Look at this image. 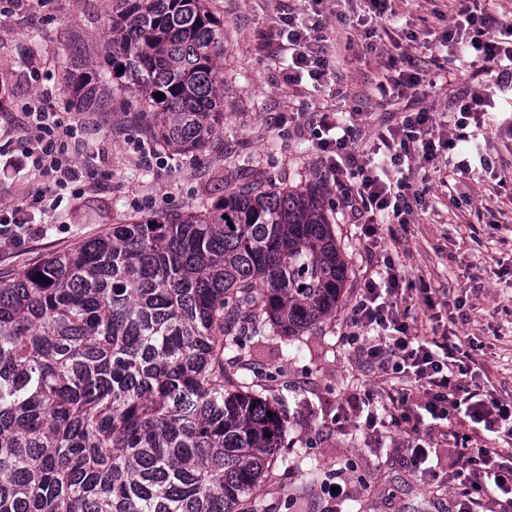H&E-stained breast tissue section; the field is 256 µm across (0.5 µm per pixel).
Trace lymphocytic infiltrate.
<instances>
[{
    "instance_id": "1",
    "label": "lymphocytic infiltrate",
    "mask_w": 512,
    "mask_h": 512,
    "mask_svg": "<svg viewBox=\"0 0 512 512\" xmlns=\"http://www.w3.org/2000/svg\"><path fill=\"white\" fill-rule=\"evenodd\" d=\"M302 2L314 13V21L300 22L293 10L281 14L274 23L275 44L288 57L289 83L299 85L308 80L320 88L335 77L320 34L326 0ZM442 40L473 75L488 79L487 88L479 92L460 88L454 102L459 115L447 139L435 140V116L430 109H407L377 130L369 153L364 154L354 150V130L342 115L330 110L312 115L315 148L371 248L381 244L383 223L407 214L409 204L403 189L421 163L435 161L441 151L467 140L468 121H480L485 108L494 106V93L512 92V23L499 21L480 6L464 4L449 19ZM440 83L436 74L421 79L412 70L409 57L398 55L390 57L377 90L387 97L423 84L433 89ZM53 96L52 89L36 88V103L26 113L34 131L28 145L19 149L11 138L0 141V162L12 169H29L38 182L26 205L12 208L9 216H0V248L39 235L41 229L33 220L45 198L83 183L84 165L69 152L81 129L57 118L51 108ZM403 281L395 262L385 259L383 269L365 279L353 307V324L368 335L363 350L367 367L405 381L406 390L391 398L382 414L371 413V400L364 397L347 401L336 418L360 420L370 429L379 424L402 426L411 433L425 415L446 422L456 417L467 421L489 437L491 444L457 449L461 467L439 475L430 464L432 449L416 439L407 443V460L421 475L454 486L458 512H512V400L496 397L471 381L473 369L461 344L447 339L424 341L413 335L400 318V307L407 301Z\"/></svg>"
}]
</instances>
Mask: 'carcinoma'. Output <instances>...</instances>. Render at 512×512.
<instances>
[{"label":"carcinoma","instance_id":"obj_1","mask_svg":"<svg viewBox=\"0 0 512 512\" xmlns=\"http://www.w3.org/2000/svg\"><path fill=\"white\" fill-rule=\"evenodd\" d=\"M108 74L153 145L224 140L209 0H112L84 111ZM346 275L320 193L261 181L0 275V512H258L286 420L224 353L330 316Z\"/></svg>","mask_w":512,"mask_h":512}]
</instances>
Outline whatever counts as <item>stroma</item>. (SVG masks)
I'll list each match as a JSON object with an SVG mask.
<instances>
[{
	"instance_id": "stroma-1",
	"label": "stroma",
	"mask_w": 512,
	"mask_h": 512,
	"mask_svg": "<svg viewBox=\"0 0 512 512\" xmlns=\"http://www.w3.org/2000/svg\"><path fill=\"white\" fill-rule=\"evenodd\" d=\"M289 2L210 0L224 22V145L203 154L166 150L154 163L141 129L121 111V95L110 98L106 111L85 112L65 83L72 61L102 65L110 0H25L1 14L0 98L9 107L0 114V127L14 141L26 140L22 118L35 93L29 67L37 65L43 85L57 91L55 112L83 124L96 187L64 190L61 204L35 217L43 235L0 252V272L32 266L112 225L218 198L244 172L260 181L320 189L348 266L335 314L295 339L269 330L224 356L228 376L254 381L288 425L278 450L284 465L264 484L260 512H457L454 489L407 463L403 428L377 434L355 424L338 430L330 422L344 399L366 393L379 406L403 386L366 371L362 343L351 338L355 299L387 256L405 272L403 286L413 299L406 321L414 332L455 333L488 388L512 399V119L505 117L507 105L497 103L479 156L460 147L415 171L410 184L420 198L408 223L384 225L381 248L368 249L341 192L324 174L307 117L325 109L356 112L354 143L364 149L399 108L395 101L380 103L375 90L389 54L410 55L420 72L454 68L439 44L453 2L399 0L404 31L394 44L352 28L363 0H333L323 31L338 73L330 89L289 84L284 58L267 48L274 17ZM464 159L471 170L456 176ZM426 288L437 304L433 320L419 304ZM337 474L350 491L340 504L320 491Z\"/></svg>"
}]
</instances>
